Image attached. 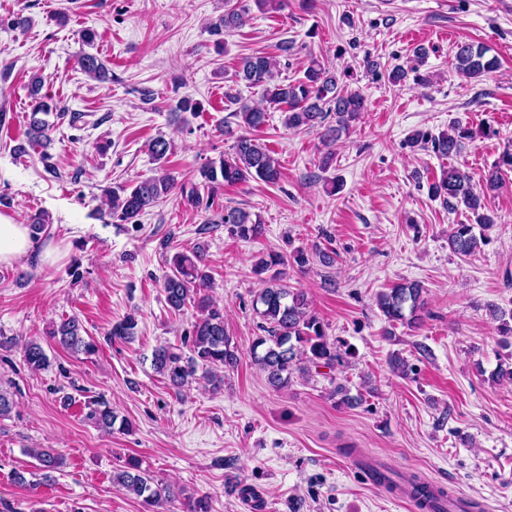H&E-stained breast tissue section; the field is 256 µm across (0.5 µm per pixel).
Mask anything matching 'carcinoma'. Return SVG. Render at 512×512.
<instances>
[{
  "label": "carcinoma",
  "instance_id": "obj_1",
  "mask_svg": "<svg viewBox=\"0 0 512 512\" xmlns=\"http://www.w3.org/2000/svg\"><path fill=\"white\" fill-rule=\"evenodd\" d=\"M249 11L250 6L242 0H225L224 15L211 24V32L221 35L245 25ZM425 55L424 49H415L412 58L414 65L393 67L388 72L389 82L400 84L412 73L416 83H428V77L420 74L416 66ZM455 60L457 71L470 79L480 78L497 68L496 58L487 56V50L468 42L457 45ZM78 64L92 78L98 79L104 73L103 62L93 53H82L78 57ZM277 64L278 60L263 54L241 58L235 74L236 80L249 87L262 88L264 100L262 105H242L239 98L229 97V101L237 105L236 113L248 128L256 130L262 127L266 123L268 109L273 108L285 113V125L288 128L320 130L324 139L335 141L366 110L365 97L356 90L349 91L340 87L336 75L319 61H311L303 78L293 83L276 80ZM50 111L51 106L47 102L36 104L31 112L27 141L14 146L15 154L26 153L29 146L46 149L51 145L48 134L50 125L39 118V114ZM488 135L490 132L485 128L475 131L457 124L450 132L437 136L419 130L411 136L409 143L414 147L429 146L439 156L451 158L459 155L466 143ZM170 151V143L163 138H157L149 144V152L157 163L165 162ZM506 170H512V150L509 148L492 164L481 187H475L470 176L460 169L450 167L439 181L431 184L429 193L442 200L451 210L464 206L475 216L478 224L488 230L495 224V219L487 200L499 188ZM198 173L200 186L211 193L224 184L242 183L251 179L275 184L280 178L278 162L269 150L245 135L235 138L232 154L217 162H208ZM198 187L191 188L186 195L187 201L193 205L200 203ZM174 188V177L160 166L153 176L131 186L117 185L104 189L101 194L102 205L106 206L112 218L132 223L146 210L167 198ZM213 223L224 225L228 234L244 241L254 240L263 234V225L237 208L224 209V214L213 220ZM448 245L460 256L473 254L479 245L474 226L452 225ZM283 264L285 259L282 256L270 254L260 259L253 269L261 288L255 293L252 306L261 319L259 329L263 335L254 340L251 356L265 373L267 383L275 389L286 386L294 370L304 372L311 366L331 369L343 361V356L349 354V350L343 348L340 341L329 340L322 321L309 310L304 293L290 287L282 273L273 271L274 267ZM205 267L202 248L177 251L170 260V273L162 284L165 303L170 311L180 313L189 303L197 309L188 333L190 355L184 357L165 346L157 347L152 354L154 370L176 389L187 384L199 366L205 368V376L209 381L222 385L224 378L217 377L216 370L233 367L238 361L237 351L224 329V313L203 294L204 290L211 287V276ZM377 305L388 322L402 324L415 322L426 308L423 288L409 281L398 283L378 294ZM136 327V320L128 316L112 326L110 336L131 340L135 336ZM50 335L62 348L71 352L86 356L97 352L95 341L86 336V330L75 316L61 320ZM21 350L30 369L37 371L49 366V358L39 341L30 339L22 345ZM87 408L86 418L105 431L112 430L118 421V415L104 400L91 401ZM31 454L46 480L63 464V458L48 449L35 448ZM113 481L151 506L173 496L170 488L155 484L153 476L136 459L114 472Z\"/></svg>",
  "mask_w": 512,
  "mask_h": 512
}]
</instances>
